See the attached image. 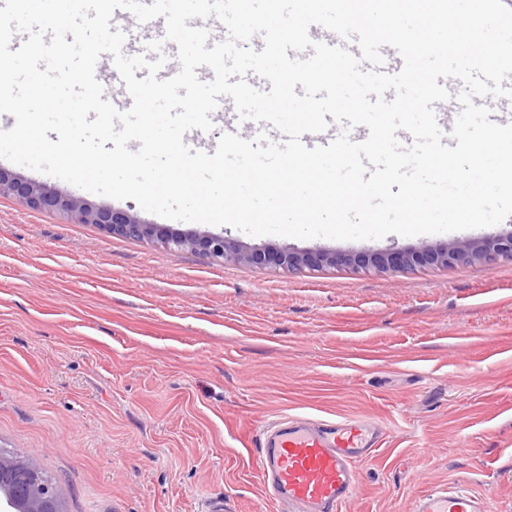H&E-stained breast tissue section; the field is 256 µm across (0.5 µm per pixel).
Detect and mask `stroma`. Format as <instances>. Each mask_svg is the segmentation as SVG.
I'll return each instance as SVG.
<instances>
[{"instance_id": "35a3bbf8", "label": "stroma", "mask_w": 512, "mask_h": 512, "mask_svg": "<svg viewBox=\"0 0 512 512\" xmlns=\"http://www.w3.org/2000/svg\"><path fill=\"white\" fill-rule=\"evenodd\" d=\"M0 168L138 213L0 158ZM253 248L400 249L379 240L250 236ZM363 417L388 436L343 512H410L466 483L512 512V261L412 271L211 261L111 235L0 195V447L36 460L66 512H274L249 439L281 415Z\"/></svg>"}]
</instances>
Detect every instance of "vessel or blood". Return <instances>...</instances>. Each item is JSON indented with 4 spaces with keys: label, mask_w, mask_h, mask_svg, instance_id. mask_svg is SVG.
Returning a JSON list of instances; mask_svg holds the SVG:
<instances>
[{
    "label": "vessel or blood",
    "mask_w": 512,
    "mask_h": 512,
    "mask_svg": "<svg viewBox=\"0 0 512 512\" xmlns=\"http://www.w3.org/2000/svg\"><path fill=\"white\" fill-rule=\"evenodd\" d=\"M384 427L358 418L328 421L284 416L252 438L261 483L278 512H342L359 486L358 462L373 456ZM413 512H486L482 498L460 484L435 485Z\"/></svg>",
    "instance_id": "obj_1"
}]
</instances>
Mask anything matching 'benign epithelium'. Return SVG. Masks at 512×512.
Instances as JSON below:
<instances>
[{"label":"benign epithelium","instance_id":"1","mask_svg":"<svg viewBox=\"0 0 512 512\" xmlns=\"http://www.w3.org/2000/svg\"><path fill=\"white\" fill-rule=\"evenodd\" d=\"M20 205L62 214L80 224H96L109 234L135 237L167 248L189 249L215 262H242L292 272L323 267L357 270L412 271L423 266L456 263L491 264L512 259V234L483 239L453 240L421 250L381 252H295L278 248H249L219 235L180 232L146 222L127 210L95 206L80 197L62 194L37 182L0 169V195ZM0 512H65L54 485L44 482L39 464L23 456L0 452Z\"/></svg>","mask_w":512,"mask_h":512}]
</instances>
